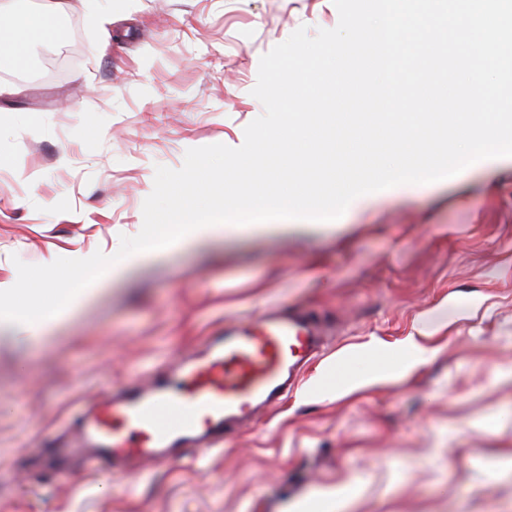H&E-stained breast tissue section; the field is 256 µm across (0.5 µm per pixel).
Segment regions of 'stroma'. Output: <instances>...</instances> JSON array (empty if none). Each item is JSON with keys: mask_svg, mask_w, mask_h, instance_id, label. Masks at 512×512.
Here are the masks:
<instances>
[{"mask_svg": "<svg viewBox=\"0 0 512 512\" xmlns=\"http://www.w3.org/2000/svg\"><path fill=\"white\" fill-rule=\"evenodd\" d=\"M75 39L57 79L0 76V289L15 260L111 254L143 225L155 169L241 146L263 54L332 29V0H42ZM313 311L309 381L272 411L110 478L68 419L109 389L204 358L226 324ZM429 359L387 365L432 316ZM355 355L383 379L337 395ZM358 483L343 512H512V163L366 195L338 220L150 252L38 336L0 325V512H286Z\"/></svg>", "mask_w": 512, "mask_h": 512, "instance_id": "1", "label": "stroma"}]
</instances>
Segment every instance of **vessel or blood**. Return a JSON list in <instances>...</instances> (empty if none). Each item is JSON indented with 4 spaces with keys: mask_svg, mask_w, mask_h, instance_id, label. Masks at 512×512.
Listing matches in <instances>:
<instances>
[{
    "mask_svg": "<svg viewBox=\"0 0 512 512\" xmlns=\"http://www.w3.org/2000/svg\"><path fill=\"white\" fill-rule=\"evenodd\" d=\"M321 347L305 313L271 310L225 326L209 357L184 365L177 381H138L81 410L77 449L106 463L204 442L298 389Z\"/></svg>",
    "mask_w": 512,
    "mask_h": 512,
    "instance_id": "b4317fda",
    "label": "vessel or blood"
}]
</instances>
